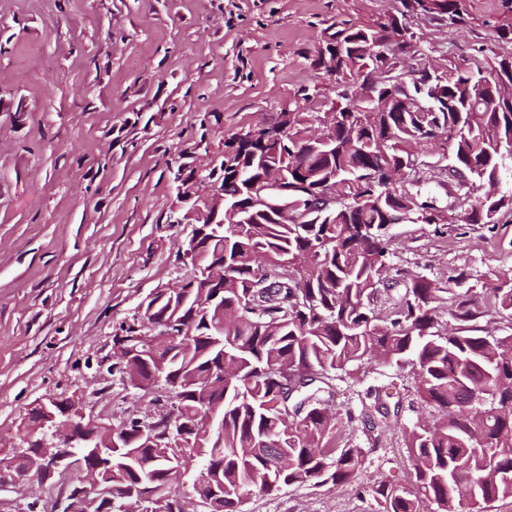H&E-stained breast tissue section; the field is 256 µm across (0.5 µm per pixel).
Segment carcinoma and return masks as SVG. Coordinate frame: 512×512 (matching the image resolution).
Instances as JSON below:
<instances>
[{
	"instance_id": "cac0c4a2",
	"label": "carcinoma",
	"mask_w": 512,
	"mask_h": 512,
	"mask_svg": "<svg viewBox=\"0 0 512 512\" xmlns=\"http://www.w3.org/2000/svg\"><path fill=\"white\" fill-rule=\"evenodd\" d=\"M403 6L452 25L464 22L466 12L465 0H404ZM413 40L393 16L374 26L345 23L329 34L336 78L347 84L381 75L378 97L390 100V111L370 112L369 102L349 105L330 135L334 150L306 140L321 127L318 109L297 105L288 114L284 149L307 161L305 173H288V201L308 204L310 189L333 174L344 200L316 212V224H283L275 210L252 208L247 194L237 198L256 223L226 224L224 234L202 248L205 260L224 259V309L241 318L234 330L216 335L222 314L210 303L211 289L193 288L178 325L164 319L166 301L144 315L156 329L152 343L133 340L142 330L132 326L112 337V348H133L135 359L169 356L160 385L169 381L180 392L176 414L152 418V438L130 422L101 474L112 486V506L102 501L97 509L118 512L133 494L149 512H187L185 495L174 486L178 460L186 456L201 460L193 492L201 497L214 487L223 495L208 503L211 512H245L242 502L255 492L354 481L365 452L336 447L338 419H327L336 394L332 381L336 372L348 375L375 355L411 365L420 398L437 412L433 423L405 432L411 486L381 478L370 486L378 512H486L512 499V334L440 332L444 289L420 273L405 283L388 315L373 308L398 217L412 224L445 221L420 200L417 169L405 168V186L396 191L376 180V164H414L436 136L451 137L450 155L433 169L460 178L466 223L493 224L501 210L512 211V100L496 99L492 88L499 79L512 82V55L490 66L462 59L435 68L421 53L415 75L400 83L398 55L378 59L371 46L393 42L403 52ZM220 171L224 189L233 193L264 174L240 138ZM284 253L292 259L288 279L257 284L256 272H275ZM487 292L499 312L512 317V268L496 273ZM481 314L477 294L466 291L450 317L466 323ZM226 362L235 369L224 374L218 395L208 374ZM367 396L382 424L398 414L399 404H389L381 391ZM216 398L222 400L218 418L208 425L205 405ZM180 435L192 446L172 447Z\"/></svg>"
}]
</instances>
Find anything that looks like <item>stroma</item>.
Listing matches in <instances>:
<instances>
[{
    "label": "stroma",
    "mask_w": 512,
    "mask_h": 512,
    "mask_svg": "<svg viewBox=\"0 0 512 512\" xmlns=\"http://www.w3.org/2000/svg\"><path fill=\"white\" fill-rule=\"evenodd\" d=\"M399 0H0V458L12 456L36 399L83 397L94 417L121 424L157 406L104 361L112 338L139 325L138 305L189 272L180 255L193 227L172 184L175 168H208L236 133L271 123L304 90L331 82L310 66L335 22L370 25ZM460 26L406 25L437 62L512 53L498 29L501 0H469ZM443 224H396L374 303L385 314L411 275L481 289L512 267V213L464 224L446 185L423 194ZM399 401L368 429V387ZM339 443L365 451L354 482L253 494L247 512H377L376 477L409 486L403 429L430 417L411 368L363 361L336 375ZM63 485L13 484L0 512H28Z\"/></svg>",
    "instance_id": "obj_1"
}]
</instances>
